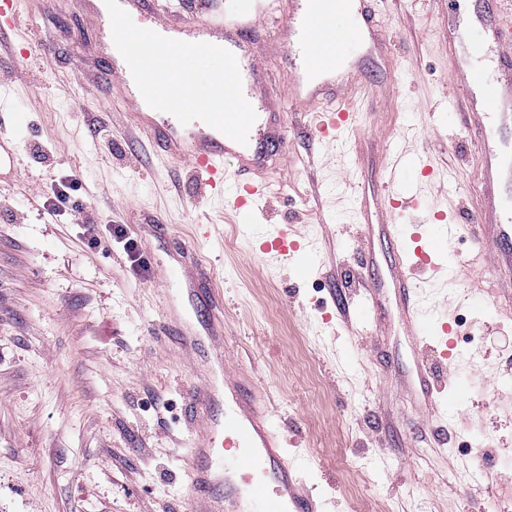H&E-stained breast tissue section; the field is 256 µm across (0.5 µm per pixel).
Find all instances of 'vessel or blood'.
<instances>
[{"label": "vessel or blood", "mask_w": 512, "mask_h": 512, "mask_svg": "<svg viewBox=\"0 0 512 512\" xmlns=\"http://www.w3.org/2000/svg\"><path fill=\"white\" fill-rule=\"evenodd\" d=\"M156 0H118L134 23L160 35L190 43H210L232 52L239 64L245 98L259 99L260 111L246 143H238L203 121L180 123L173 115L150 107L140 93L124 58L104 55L102 62L88 61L84 72L87 89L105 88L120 94L132 109L136 127L147 131L169 163H188L207 194L233 180L238 191L229 206L246 218L263 200L274 194L272 162L284 156L289 134L277 121L282 98L295 110L320 108L314 133L319 141L344 142L356 136L358 112L367 74L358 57L365 44L375 42L380 26L372 0H224L220 16L209 13L208 0H195L192 18L161 16ZM483 7L473 25L452 31L454 79L462 93L459 114L462 129L480 133L479 155L484 183L483 199L467 223L447 222L437 212L445 242L465 236L472 240L495 272L501 294L499 305L512 311V216L507 213V192L512 191V24L497 18V0H481ZM77 7L95 32L110 23L107 8L98 0H79ZM282 20L276 33L286 47L287 96H280L266 82L251 51L246 29L263 24L271 9ZM18 0H0V36L20 28ZM491 31L502 77L472 66L469 49L479 46L478 36ZM384 179L359 187L354 205L360 229L361 262L368 272L360 308L341 306L351 325L367 318L385 321L389 308L400 314L410 350V384L421 413L439 425L449 414L441 403L443 387L435 368L448 352L429 343L435 329L425 310L422 278H444V267L421 247L427 225H416L412 237H404L395 222L396 210L416 211L420 192L403 193L412 171L425 180L436 179L428 158L414 156L401 145L398 133L386 141ZM232 169H225V162ZM244 237L255 236L252 224H242ZM258 237V236H255ZM258 250L266 261L293 264L307 257L291 225H278L258 237ZM416 241L407 249V241ZM169 284L156 337H181L195 354L192 376L185 383L188 397L186 420L194 435L185 448L193 461L194 495L190 512H322L306 489L297 466L288 457V441L272 427L260 407L261 386L252 380L237 382L227 377L221 345L224 339V296L206 283L201 272L186 264L166 269Z\"/></svg>", "instance_id": "obj_1"}]
</instances>
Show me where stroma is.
Instances as JSON below:
<instances>
[{
  "mask_svg": "<svg viewBox=\"0 0 512 512\" xmlns=\"http://www.w3.org/2000/svg\"><path fill=\"white\" fill-rule=\"evenodd\" d=\"M398 61L394 78L372 70V113L351 146L309 138L310 117L283 108L293 128L281 161L282 194L256 210L259 227L293 224L318 260L264 264L228 215L210 236L196 227L202 197L186 164L160 161L145 137L127 133L128 105L88 93L80 65L92 32L76 10L37 16L41 55L23 32L0 54V124L13 133L14 166L0 168V512H187L193 493L181 440L188 359L154 340L170 250H192L224 291L231 373L254 376L289 452L326 512H512V316L498 309L476 262L464 298L448 284L433 319H447L451 356L438 376L454 409L438 446L404 391L398 336L354 335L334 316L330 291L360 305L356 214L342 194L350 171L381 179L383 130L408 129L412 153L452 173L427 192L424 209H474L479 154L459 129L448 34L477 0H376ZM400 94L401 107H383ZM81 182L102 238L88 248L49 188ZM166 236L144 235L150 217ZM123 226L149 262L133 263ZM481 460L495 481H454L461 462Z\"/></svg>",
  "mask_w": 512,
  "mask_h": 512,
  "instance_id": "1",
  "label": "stroma"
}]
</instances>
